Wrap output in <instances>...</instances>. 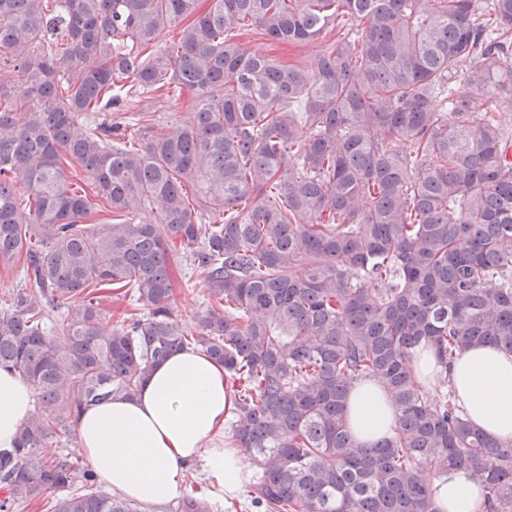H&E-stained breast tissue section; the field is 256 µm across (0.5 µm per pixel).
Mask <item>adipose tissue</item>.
Segmentation results:
<instances>
[{"label": "adipose tissue", "mask_w": 512, "mask_h": 512, "mask_svg": "<svg viewBox=\"0 0 512 512\" xmlns=\"http://www.w3.org/2000/svg\"><path fill=\"white\" fill-rule=\"evenodd\" d=\"M413 365L426 385L447 377L448 386L470 421L500 441L512 443V354L480 346L443 366L435 351L414 352ZM234 408L224 368L205 352L189 347L159 364L130 398L116 397L89 407L77 423L80 451L90 467L121 496L145 504L179 497L184 471L202 467L214 491L234 497L245 477L243 451L228 443L213 447ZM34 411L32 385L0 369V448L13 447L20 426ZM353 437L370 447L395 434V413L383 390L357 384L349 397ZM441 512H480L481 483L449 468L431 481Z\"/></svg>", "instance_id": "adipose-tissue-1"}]
</instances>
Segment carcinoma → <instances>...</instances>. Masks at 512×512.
Wrapping results in <instances>:
<instances>
[{
    "mask_svg": "<svg viewBox=\"0 0 512 512\" xmlns=\"http://www.w3.org/2000/svg\"><path fill=\"white\" fill-rule=\"evenodd\" d=\"M45 2L0 0V258L24 257L31 283L0 309V367L38 405L0 449V512L76 483L53 512H136L43 450L190 345L232 380L263 512H440L429 473L450 466L482 482V512H512V445L410 366L422 342L446 366L512 352V0ZM253 30L336 37L286 64L249 50ZM172 86L192 93L190 120L143 125L136 147L85 123ZM100 207L121 219L84 223ZM178 246L213 301L192 326L173 315ZM100 284L148 314L112 323ZM359 381L396 412L373 447L347 424Z\"/></svg>",
    "mask_w": 512,
    "mask_h": 512,
    "instance_id": "carcinoma-1",
    "label": "carcinoma"
}]
</instances>
